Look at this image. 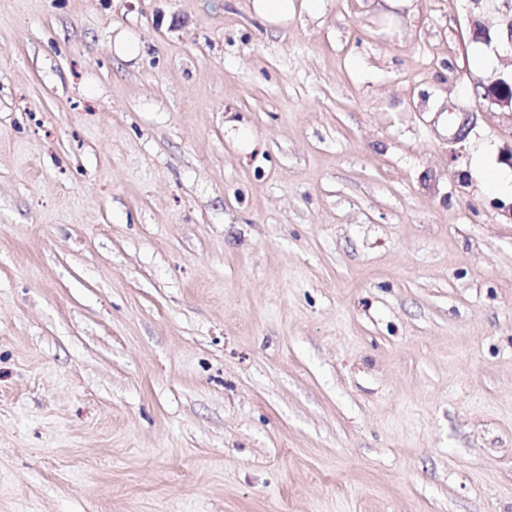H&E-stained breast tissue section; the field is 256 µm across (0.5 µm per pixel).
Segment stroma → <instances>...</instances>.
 I'll list each match as a JSON object with an SVG mask.
<instances>
[{"instance_id": "obj_1", "label": "stroma", "mask_w": 512, "mask_h": 512, "mask_svg": "<svg viewBox=\"0 0 512 512\" xmlns=\"http://www.w3.org/2000/svg\"><path fill=\"white\" fill-rule=\"evenodd\" d=\"M293 2L0 0V512H512L503 6ZM295 6L292 0H254V14L267 23H281L288 20ZM482 98L490 105H495L502 110L512 112V77L510 81L505 79L497 80L489 86L484 87Z\"/></svg>"}]
</instances>
